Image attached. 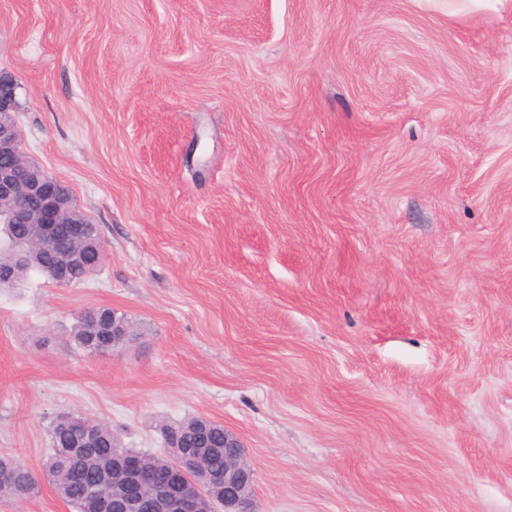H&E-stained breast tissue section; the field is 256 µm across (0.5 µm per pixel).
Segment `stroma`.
I'll return each instance as SVG.
<instances>
[{
    "mask_svg": "<svg viewBox=\"0 0 512 512\" xmlns=\"http://www.w3.org/2000/svg\"><path fill=\"white\" fill-rule=\"evenodd\" d=\"M0 77L104 248L0 288V454L203 416L255 512H512V11L0 0ZM91 307L139 339L89 353ZM95 307L84 309L77 316L74 327V337L78 345L85 349L87 339L98 336H90L97 333L100 328V319ZM93 311V314L91 313ZM84 313V315H83Z\"/></svg>",
    "mask_w": 512,
    "mask_h": 512,
    "instance_id": "1",
    "label": "stroma"
}]
</instances>
